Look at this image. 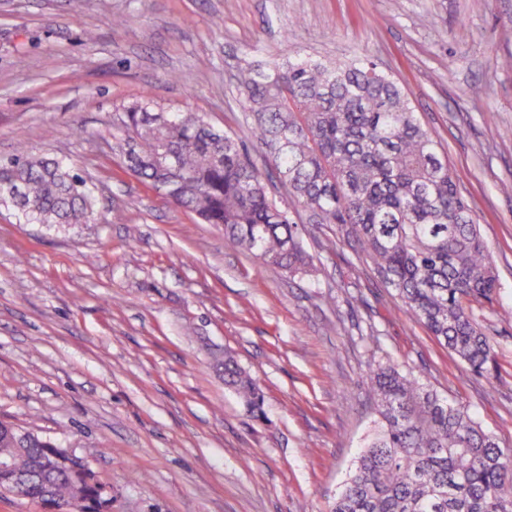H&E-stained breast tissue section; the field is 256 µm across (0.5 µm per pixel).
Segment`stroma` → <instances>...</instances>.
Returning <instances> with one entry per match:
<instances>
[{
  "mask_svg": "<svg viewBox=\"0 0 512 512\" xmlns=\"http://www.w3.org/2000/svg\"><path fill=\"white\" fill-rule=\"evenodd\" d=\"M512 0H0V160L71 158L98 221L60 231L0 208V421L89 457L106 512H329L373 419L370 367L397 363L512 448ZM371 58L448 156L499 275L473 316L496 371L474 374L411 320L328 228L306 276L261 265L124 171L120 108L205 114L264 153L244 60ZM100 260L88 265L86 256ZM261 385L249 417L214 360Z\"/></svg>",
  "mask_w": 512,
  "mask_h": 512,
  "instance_id": "1",
  "label": "stroma"
}]
</instances>
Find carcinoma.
Listing matches in <instances>:
<instances>
[{
  "label": "carcinoma",
  "mask_w": 512,
  "mask_h": 512,
  "mask_svg": "<svg viewBox=\"0 0 512 512\" xmlns=\"http://www.w3.org/2000/svg\"><path fill=\"white\" fill-rule=\"evenodd\" d=\"M245 120L265 164L285 186L288 208L233 136L198 112L163 122L143 95L123 106L112 132L121 163L152 187L173 177L172 201L264 265L311 271L299 225L328 227L392 289L471 371L495 364V349L472 305L491 300L498 278L472 210L438 142L405 89L370 61L290 58L248 62L236 74ZM96 185L65 159L24 147L0 162V207L26 224L72 227L97 220ZM224 383L255 418L261 387L224 355ZM376 419L330 512H512V449L499 445L470 409L439 395L410 369H372ZM32 502L46 491L71 512H103L109 500L89 460L57 453L33 432L19 442L0 428V459Z\"/></svg>",
  "instance_id": "1"
}]
</instances>
